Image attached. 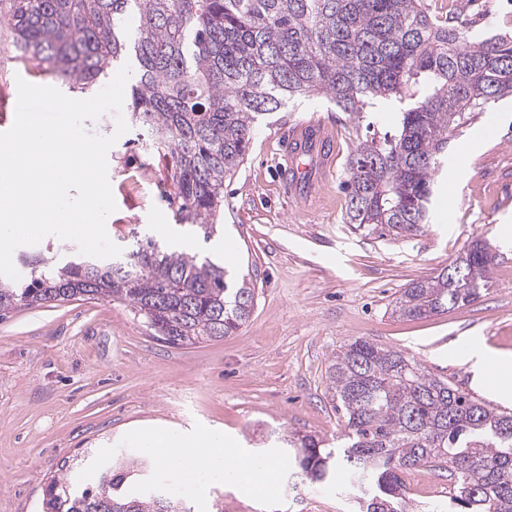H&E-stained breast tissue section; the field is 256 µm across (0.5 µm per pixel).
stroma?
I'll return each instance as SVG.
<instances>
[{"label": "stroma", "mask_w": 512, "mask_h": 512, "mask_svg": "<svg viewBox=\"0 0 512 512\" xmlns=\"http://www.w3.org/2000/svg\"><path fill=\"white\" fill-rule=\"evenodd\" d=\"M424 0L432 17L455 12L473 30L512 34V0L452 8ZM0 22V103L17 100V79L50 80L15 56ZM318 122L334 139L335 158L320 173L316 199L288 193L282 174L295 162L290 131ZM365 128L320 96L290 102L262 121L247 159L224 182L223 234L203 239L178 225L168 206L173 187L158 158L123 135L107 155L117 209L110 239L128 247L134 233L162 246L210 257L256 288L248 322L233 336L174 346L158 339L125 304L73 299L19 307L0 319V512H40L42 492L61 465L106 462L113 449L135 450L141 431L187 434L209 426L232 439L235 453L271 454L266 432L335 442L343 423L327 399L326 369L344 342L362 338L400 349L432 374L512 411L456 353L466 339L512 353V98L472 113L448 142L455 175L438 183L423 232L405 238L364 235L345 224L340 185ZM493 252L489 288L475 302L432 317L393 314L401 288L450 265L473 241ZM234 244L236 259L224 250ZM152 478L195 512H355L344 471L332 485L299 486L280 474L268 493L218 486L195 494L159 463ZM423 512L448 500V474L406 473Z\"/></svg>", "instance_id": "1"}]
</instances>
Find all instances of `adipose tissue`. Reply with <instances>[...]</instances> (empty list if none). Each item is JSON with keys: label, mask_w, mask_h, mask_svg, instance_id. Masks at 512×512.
Instances as JSON below:
<instances>
[{"label": "adipose tissue", "mask_w": 512, "mask_h": 512, "mask_svg": "<svg viewBox=\"0 0 512 512\" xmlns=\"http://www.w3.org/2000/svg\"><path fill=\"white\" fill-rule=\"evenodd\" d=\"M227 445L223 433L207 429L190 440L168 431L146 435L139 442L144 454L154 457L177 481L198 494L224 484L265 491L285 466L277 458L228 456Z\"/></svg>", "instance_id": "ef3b65f1"}]
</instances>
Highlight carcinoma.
Returning a JSON list of instances; mask_svg holds the SVG:
<instances>
[{
    "instance_id": "cac0c4a2",
    "label": "carcinoma",
    "mask_w": 512,
    "mask_h": 512,
    "mask_svg": "<svg viewBox=\"0 0 512 512\" xmlns=\"http://www.w3.org/2000/svg\"><path fill=\"white\" fill-rule=\"evenodd\" d=\"M13 47L71 91H86L109 62H130L129 107L145 149L165 162L179 224L210 238L224 180L248 155L259 118L294 97L323 94L342 112L410 101L396 131L357 143L343 188L345 223L380 237L427 224L448 138L468 115L512 95V35L475 36L430 16L423 0H0ZM136 18L135 29L126 24ZM479 239L446 269L416 279L392 312L421 319L469 305L489 283ZM124 255H24L22 284L0 282V318L20 306L79 297L123 302L171 345L224 339L250 318L255 288L230 287L208 257L161 248L151 236ZM327 392L344 419L341 445L292 442L293 473L325 483L342 467L360 487L357 512H414L401 474L448 470L445 512H512V412L427 372L399 349L356 339L339 346ZM148 461L123 449L86 486L54 476L42 512H168L180 505L154 483L124 487Z\"/></svg>"
}]
</instances>
